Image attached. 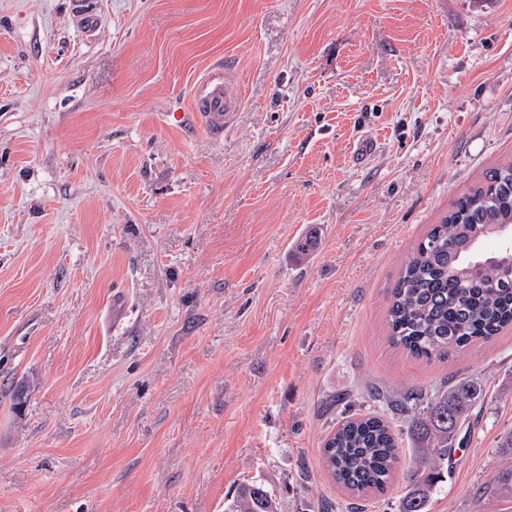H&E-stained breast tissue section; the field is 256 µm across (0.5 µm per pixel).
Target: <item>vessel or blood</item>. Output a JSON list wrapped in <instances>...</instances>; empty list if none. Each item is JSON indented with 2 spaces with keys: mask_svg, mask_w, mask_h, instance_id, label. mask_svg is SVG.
<instances>
[{
  "mask_svg": "<svg viewBox=\"0 0 512 512\" xmlns=\"http://www.w3.org/2000/svg\"><path fill=\"white\" fill-rule=\"evenodd\" d=\"M241 103L242 99L231 80L220 74L209 79L195 95V116L210 135L219 140Z\"/></svg>",
  "mask_w": 512,
  "mask_h": 512,
  "instance_id": "vessel-or-blood-1",
  "label": "vessel or blood"
}]
</instances>
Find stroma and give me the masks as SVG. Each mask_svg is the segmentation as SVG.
Returning a JSON list of instances; mask_svg holds the SVG:
<instances>
[{"label":"stroma","instance_id":"1","mask_svg":"<svg viewBox=\"0 0 512 512\" xmlns=\"http://www.w3.org/2000/svg\"><path fill=\"white\" fill-rule=\"evenodd\" d=\"M0 0V512H398L322 462L374 389L484 386L430 512H507L512 329L390 345L418 240L512 157V0ZM242 107L190 112L216 70ZM27 389L23 409L12 390ZM489 495L497 501L512 502V468L506 467L500 470L494 478L489 490ZM282 502L262 482L248 481L224 500V512H284Z\"/></svg>","mask_w":512,"mask_h":512}]
</instances>
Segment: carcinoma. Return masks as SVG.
<instances>
[{
  "instance_id": "carcinoma-1",
  "label": "carcinoma",
  "mask_w": 512,
  "mask_h": 512,
  "mask_svg": "<svg viewBox=\"0 0 512 512\" xmlns=\"http://www.w3.org/2000/svg\"><path fill=\"white\" fill-rule=\"evenodd\" d=\"M498 225L512 226V160L488 170L404 263L389 293L393 345L418 358L445 360L512 326V241L504 238L496 250H482L498 237L491 232ZM482 395L474 380L436 392L378 394L388 410L402 415L400 428L378 413L342 421L321 448L331 479L355 498L383 493L405 441L412 463L403 474L400 512H429L448 476V456ZM489 495L512 502L511 467L497 473ZM224 512H284V506L263 483L248 481L224 500Z\"/></svg>"
}]
</instances>
